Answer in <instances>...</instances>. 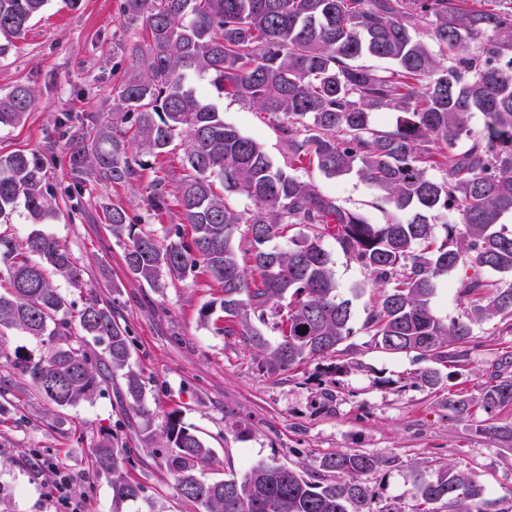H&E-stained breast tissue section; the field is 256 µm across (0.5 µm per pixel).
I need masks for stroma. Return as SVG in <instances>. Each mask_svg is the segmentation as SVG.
<instances>
[{
    "instance_id": "stroma-1",
    "label": "stroma",
    "mask_w": 512,
    "mask_h": 512,
    "mask_svg": "<svg viewBox=\"0 0 512 512\" xmlns=\"http://www.w3.org/2000/svg\"><path fill=\"white\" fill-rule=\"evenodd\" d=\"M142 29L125 24L123 0H50L32 19L25 36L0 57V95L26 85L36 93L23 121L0 128V154L16 150L44 154L46 180L56 192L58 214L42 232L66 246L83 271L82 287L63 278L54 285L73 310L97 296L111 304L132 339L129 365L146 383L148 417L136 416L121 376L101 385L94 399L55 414L37 395L19 389L5 401L0 418V512H58L52 465L63 464L78 482L71 498L74 512H198L184 500L166 467L163 428L177 413L209 448L211 479L241 476L252 465L275 461L307 472L322 457L338 451L365 452L384 459L368 474L376 492L375 512H415L411 474L435 473L451 466L473 470L512 512V440L477 430L474 422L448 418V393L423 386L418 375L426 361L412 353H389L357 333L344 352L269 372L262 356L239 333L216 334L203 323V305L221 297V287L205 277L164 280L153 287L131 275L123 247L112 237L104 210L117 206L136 221L137 231L164 238L172 225L183 234L179 206L158 212L148 201L159 177L180 173L184 141L167 154L148 157L147 167L124 184L86 175L80 210L64 190L72 181L70 151L59 129L63 114L110 117L115 67H128L132 49H147ZM224 120L260 140L275 165L288 167V149L280 120L235 101L219 100ZM297 174L339 204L382 224L396 211L369 183L350 175L329 178L314 166ZM343 297L351 298L356 322H363L379 291L359 263L333 239L323 241ZM469 366L453 390L479 397L492 371L512 376V330L500 318L474 325ZM347 371L334 373L338 364ZM111 427L116 447L125 451V467L144 492L121 510L112 507L107 478L91 474L88 460L101 427ZM43 466L33 470L30 455Z\"/></svg>"
}]
</instances>
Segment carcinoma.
<instances>
[{
  "mask_svg": "<svg viewBox=\"0 0 512 512\" xmlns=\"http://www.w3.org/2000/svg\"><path fill=\"white\" fill-rule=\"evenodd\" d=\"M48 0H0V55L21 38ZM124 20L143 27L149 49L133 54L113 93L112 118L88 116L71 136L75 182L83 175L125 183L145 169L143 155L168 151L176 135L187 140L175 194L192 235L181 230L162 245L134 231L121 207L105 210L112 237L124 246V264L156 286L163 278L204 274L222 285L220 302L200 318L218 334L240 335L262 354L269 370L283 371L340 352L355 334L348 300L338 297L327 237L359 262L380 285L361 329L389 353H414L434 363L422 371L430 389L445 385L442 366L462 368L473 326L499 316L512 320V281L490 283L484 272L512 273V7L470 10L459 0H124ZM432 33L439 52L419 38ZM481 41L472 52L470 42ZM369 54L390 66L354 64ZM196 75L207 86L193 84ZM231 97L283 118L288 155L308 161L327 177L355 175L371 184L408 218L371 224L339 205L309 181L273 163L263 144L224 122L212 94ZM35 102L31 87L0 96V127L19 123ZM399 111L395 126L375 127V112ZM485 117L482 130L470 115ZM44 156L0 155V222L20 206L34 224L56 215V196L45 180ZM444 169L437 178L431 171ZM241 195L252 208L235 209ZM454 211L458 224L435 218ZM248 225L249 249L240 258L233 238ZM288 239V248L272 245ZM51 268L73 287L83 285L72 254L52 236L34 231L19 242L0 235V331L16 329L44 347L37 357L15 353L11 377L0 380V398L19 385L32 388L61 412L89 401L103 379L123 372L126 395L142 416L145 383L128 369L131 340L112 307L91 297L78 311V332L66 316V297L45 274ZM462 273L467 314L450 323L435 312L438 283ZM223 317L213 318L216 311ZM279 336L272 347L255 323ZM105 345L100 365L92 345ZM512 405V377L492 375L479 400L448 393V417L470 419L480 410L488 431L512 437L499 425ZM166 464L179 494L202 512H374V489L363 477L384 461L363 452L322 458L314 473L259 463L239 478L207 480L213 451L172 413L164 427ZM125 458L101 429L91 465L112 477L114 509L142 495L124 473ZM418 512H489V491L475 471L447 468L412 475Z\"/></svg>",
  "mask_w": 512,
  "mask_h": 512,
  "instance_id": "1",
  "label": "carcinoma"
}]
</instances>
